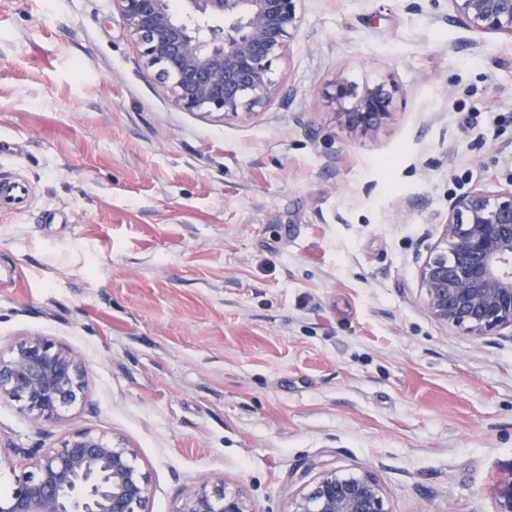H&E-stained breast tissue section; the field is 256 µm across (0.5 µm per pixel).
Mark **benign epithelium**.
<instances>
[{
  "label": "benign epithelium",
  "mask_w": 512,
  "mask_h": 512,
  "mask_svg": "<svg viewBox=\"0 0 512 512\" xmlns=\"http://www.w3.org/2000/svg\"><path fill=\"white\" fill-rule=\"evenodd\" d=\"M112 0L146 65L176 106L225 116L249 113L274 85L273 63L297 31L300 0ZM470 28L512 39V0H448ZM387 83L362 87L336 75V105L352 128L377 130L391 115ZM424 304L439 324L465 336L512 342V182L475 187L448 209L443 234L420 269ZM78 355L46 338L21 340L0 357V401L35 426L57 420L84 397ZM36 471L0 494V512H143L149 483L130 448L89 429L59 447L14 448ZM175 512H250L242 493L202 484ZM290 512H390L369 471L321 472Z\"/></svg>",
  "instance_id": "7a95c632"
}]
</instances>
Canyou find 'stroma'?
I'll list each match as a JSON object with an SVG mask.
<instances>
[{
    "label": "stroma",
    "instance_id": "1",
    "mask_svg": "<svg viewBox=\"0 0 512 512\" xmlns=\"http://www.w3.org/2000/svg\"><path fill=\"white\" fill-rule=\"evenodd\" d=\"M265 104L175 106L112 0H0V356L76 352L88 388L12 446L78 429L133 448L148 512L226 483L288 512L321 470L372 471L389 512H499L512 343L428 313L420 267L453 200L512 177V44L448 0H303ZM394 84L376 131L336 75ZM29 197L30 187L24 180L0 176V207L6 208L5 213H24Z\"/></svg>",
    "mask_w": 512,
    "mask_h": 512
}]
</instances>
